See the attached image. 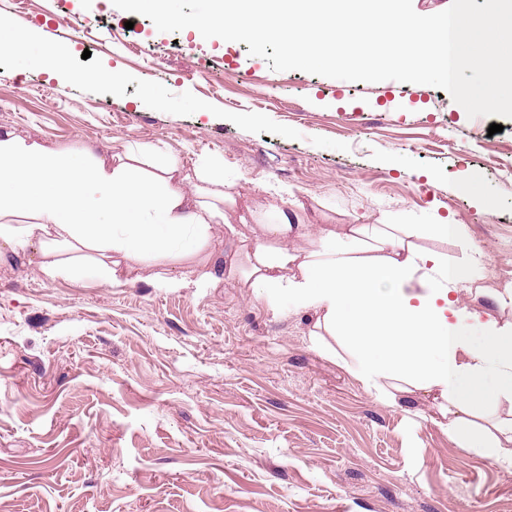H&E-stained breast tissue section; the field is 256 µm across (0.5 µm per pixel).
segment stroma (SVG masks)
<instances>
[{"label": "stroma", "instance_id": "1", "mask_svg": "<svg viewBox=\"0 0 512 512\" xmlns=\"http://www.w3.org/2000/svg\"><path fill=\"white\" fill-rule=\"evenodd\" d=\"M9 8L70 70L0 48V131L217 164L258 213L286 189L314 233L444 218L464 236L422 246L481 251L483 285L512 289V118L492 134L445 90L274 71L101 0ZM173 268L190 287L145 259L112 284L0 255V512H512V468L460 447L433 395L390 406L316 347L313 313L202 283L198 255ZM36 67H42L56 75H64L68 66V54L63 48L47 46L42 55L32 57Z\"/></svg>", "mask_w": 512, "mask_h": 512}]
</instances>
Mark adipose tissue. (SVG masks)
Listing matches in <instances>:
<instances>
[{"mask_svg": "<svg viewBox=\"0 0 512 512\" xmlns=\"http://www.w3.org/2000/svg\"><path fill=\"white\" fill-rule=\"evenodd\" d=\"M237 199L222 170L187 172L173 160L145 170L130 156L117 165L84 150L81 159L0 131V244L36 253L41 272L118 282L125 259L164 262L208 247L213 225L256 223L241 287L317 317L315 341L378 399L396 406L409 390L438 393V410L462 447L512 466V327L481 321L460 289L496 303L512 289L482 287L481 257L453 262L418 239L461 236L459 225L352 224L312 235L287 206L267 218L230 217ZM303 246L288 247L290 237Z\"/></svg>", "mask_w": 512, "mask_h": 512, "instance_id": "adipose-tissue-1", "label": "adipose tissue"}]
</instances>
